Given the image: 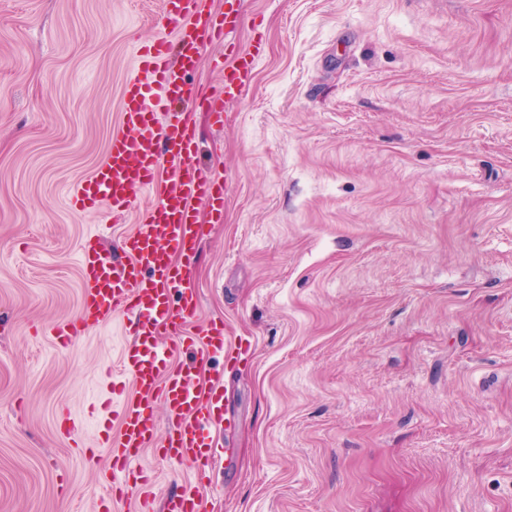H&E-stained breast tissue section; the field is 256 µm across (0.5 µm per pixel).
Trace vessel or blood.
<instances>
[{"instance_id": "obj_1", "label": "vessel or blood", "mask_w": 512, "mask_h": 512, "mask_svg": "<svg viewBox=\"0 0 512 512\" xmlns=\"http://www.w3.org/2000/svg\"><path fill=\"white\" fill-rule=\"evenodd\" d=\"M243 22L233 10L213 19L203 0H162L160 23L170 26L171 33L138 45L135 73L124 88L121 125L93 174L73 190L72 204L78 209L105 205L113 223L135 219L124 240L125 256L109 253L100 234L85 237L79 256V312L49 330L56 344L67 347L112 314L130 318L133 339L123 352L121 376L112 382L120 434L107 446L116 477L140 461L148 448L159 459L188 463L201 477L216 458L212 428L224 420L223 396L197 388L190 370L171 367V349L160 342L159 331L178 334L181 323L198 308L196 291L182 280L200 234L193 200H209L219 215L232 193L229 182L206 176L196 164L194 131L183 111L191 104L206 105L216 123H223L224 105L240 96L255 54L238 53L226 69L223 86L212 90L187 82L185 74L196 66L203 40L226 39ZM157 183L162 186L158 199L132 210L134 191ZM189 343L200 356L222 353L230 361L242 350L225 324L215 322ZM161 410L168 421L162 439L157 436ZM161 509L202 512V504L189 488L167 495Z\"/></svg>"}]
</instances>
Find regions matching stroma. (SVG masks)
Masks as SVG:
<instances>
[{
    "instance_id": "stroma-1",
    "label": "stroma",
    "mask_w": 512,
    "mask_h": 512,
    "mask_svg": "<svg viewBox=\"0 0 512 512\" xmlns=\"http://www.w3.org/2000/svg\"><path fill=\"white\" fill-rule=\"evenodd\" d=\"M258 46L198 166L232 185L185 272L199 310L250 349L218 461L146 453L112 512L194 487L205 512H512V0H205ZM160 0H0V512H95L112 466L92 408L130 340L118 312L68 348L79 250L130 232L71 208L120 118ZM75 422L58 430L62 414Z\"/></svg>"
}]
</instances>
